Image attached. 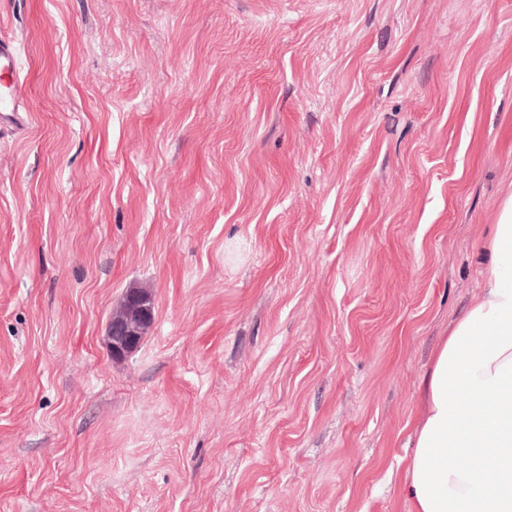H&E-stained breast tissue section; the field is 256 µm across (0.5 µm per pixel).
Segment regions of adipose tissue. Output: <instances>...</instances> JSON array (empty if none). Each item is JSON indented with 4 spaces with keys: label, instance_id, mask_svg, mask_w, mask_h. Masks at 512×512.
Masks as SVG:
<instances>
[{
    "label": "adipose tissue",
    "instance_id": "ef3b65f1",
    "mask_svg": "<svg viewBox=\"0 0 512 512\" xmlns=\"http://www.w3.org/2000/svg\"><path fill=\"white\" fill-rule=\"evenodd\" d=\"M481 277L421 381L401 479L409 512H512V194Z\"/></svg>",
    "mask_w": 512,
    "mask_h": 512
}]
</instances>
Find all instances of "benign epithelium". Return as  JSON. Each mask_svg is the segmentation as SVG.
Masks as SVG:
<instances>
[{
  "instance_id": "1",
  "label": "benign epithelium",
  "mask_w": 512,
  "mask_h": 512,
  "mask_svg": "<svg viewBox=\"0 0 512 512\" xmlns=\"http://www.w3.org/2000/svg\"><path fill=\"white\" fill-rule=\"evenodd\" d=\"M152 318L150 296L139 290L127 291L121 309L112 315L110 322L112 356L120 358L136 349Z\"/></svg>"
}]
</instances>
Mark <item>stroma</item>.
Here are the masks:
<instances>
[{"instance_id": "obj_1", "label": "stroma", "mask_w": 512, "mask_h": 512, "mask_svg": "<svg viewBox=\"0 0 512 512\" xmlns=\"http://www.w3.org/2000/svg\"><path fill=\"white\" fill-rule=\"evenodd\" d=\"M0 39V512H407L512 194V0H0ZM23 98L14 49L0 44V112H19ZM152 318L150 296L139 290L127 291L121 309L112 315L110 322L112 356L120 358L136 349Z\"/></svg>"}]
</instances>
